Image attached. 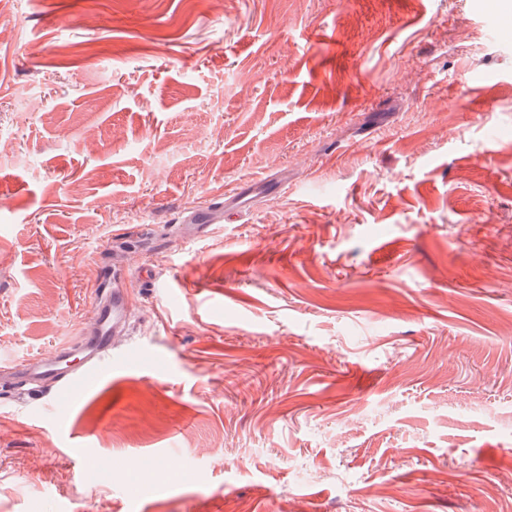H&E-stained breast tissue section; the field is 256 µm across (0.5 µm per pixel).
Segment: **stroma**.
<instances>
[{
	"instance_id": "35a3bbf8",
	"label": "stroma",
	"mask_w": 512,
	"mask_h": 512,
	"mask_svg": "<svg viewBox=\"0 0 512 512\" xmlns=\"http://www.w3.org/2000/svg\"><path fill=\"white\" fill-rule=\"evenodd\" d=\"M141 248L142 365L0 395V512H512V0H0V363ZM285 189L282 185L269 188L264 181H252L238 184L233 190L224 193L219 199L205 202L197 208L185 212L179 227L180 236L186 242H194L204 236L211 224L224 221V200L230 199L239 209L248 208L256 196H280Z\"/></svg>"
}]
</instances>
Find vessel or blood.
<instances>
[{
  "instance_id": "1",
  "label": "vessel or blood",
  "mask_w": 512,
  "mask_h": 512,
  "mask_svg": "<svg viewBox=\"0 0 512 512\" xmlns=\"http://www.w3.org/2000/svg\"><path fill=\"white\" fill-rule=\"evenodd\" d=\"M282 186L268 187L264 181L238 184L225 198L215 199L185 212L180 224L186 242L200 239L213 224L224 221V202L232 200L237 208H248L260 195L280 196ZM97 314L87 329L70 341L58 344L45 354L13 364V376L30 390L69 393L85 382L101 378L107 371L131 367L135 356L111 353V339L123 335L136 307L131 290L116 288L101 292L96 301Z\"/></svg>"
}]
</instances>
